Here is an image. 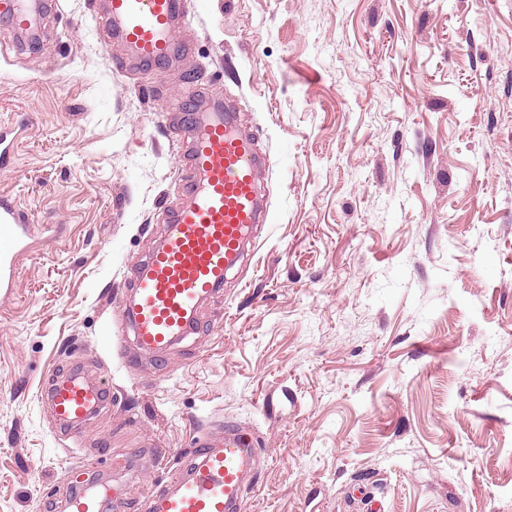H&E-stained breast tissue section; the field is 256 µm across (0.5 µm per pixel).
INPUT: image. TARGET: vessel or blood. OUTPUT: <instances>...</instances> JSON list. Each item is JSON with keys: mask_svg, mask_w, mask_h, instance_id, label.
<instances>
[{"mask_svg": "<svg viewBox=\"0 0 512 512\" xmlns=\"http://www.w3.org/2000/svg\"><path fill=\"white\" fill-rule=\"evenodd\" d=\"M188 0H108L106 26L114 27L137 60L162 67L180 43L173 21ZM186 201L169 213L163 244L139 267L121 330L139 350L162 356L179 338L197 333L198 310L224 284L243 246L267 214L258 194L262 163L232 106L189 115ZM35 233L25 213L0 197V288H11L18 258ZM56 421L83 422L104 406L102 391L73 380L51 392ZM198 463L189 479L151 493L147 512H244V491L259 450L236 425L198 439Z\"/></svg>", "mask_w": 512, "mask_h": 512, "instance_id": "obj_1", "label": "vessel or blood"}]
</instances>
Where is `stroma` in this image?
<instances>
[{"instance_id": "obj_1", "label": "stroma", "mask_w": 512, "mask_h": 512, "mask_svg": "<svg viewBox=\"0 0 512 512\" xmlns=\"http://www.w3.org/2000/svg\"><path fill=\"white\" fill-rule=\"evenodd\" d=\"M0 0V195L36 224L0 292V512L91 483L146 512L195 436L250 429L245 512H512V0H204L166 73L104 0ZM234 103L269 221L160 360L119 297L185 201L190 100ZM112 401L71 440L48 392Z\"/></svg>"}]
</instances>
